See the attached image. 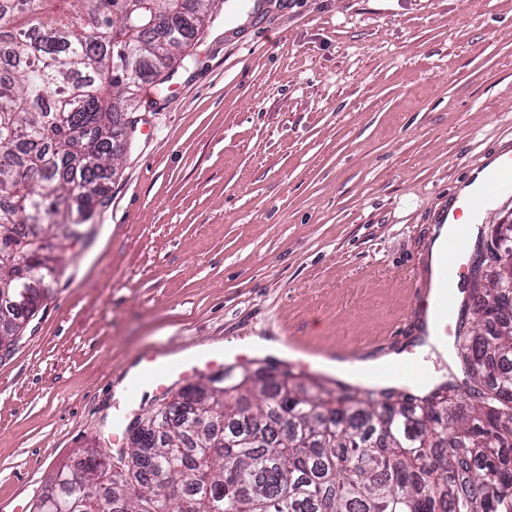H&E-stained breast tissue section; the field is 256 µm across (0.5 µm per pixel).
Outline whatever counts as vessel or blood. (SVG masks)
<instances>
[{
  "label": "vessel or blood",
  "mask_w": 512,
  "mask_h": 512,
  "mask_svg": "<svg viewBox=\"0 0 512 512\" xmlns=\"http://www.w3.org/2000/svg\"><path fill=\"white\" fill-rule=\"evenodd\" d=\"M512 189V154H500L497 163L487 169L481 191L463 199L456 208L453 218L459 223L458 232L444 253L437 259L436 281L447 285L462 273L461 252L465 245L467 227L461 222L463 213L482 206L484 200L497 193ZM424 318L430 321L437 333L442 336L452 335L453 330L448 320V307L433 290H425ZM211 358L190 352L180 361L170 359L168 352L157 351L145 357L139 373L130 379L127 388L128 403H135L140 390L150 386L157 389L175 385L189 377L204 378L212 366Z\"/></svg>",
  "instance_id": "vessel-or-blood-1"
}]
</instances>
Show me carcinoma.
<instances>
[{"label": "carcinoma", "instance_id": "cac0c4a2", "mask_svg": "<svg viewBox=\"0 0 512 512\" xmlns=\"http://www.w3.org/2000/svg\"><path fill=\"white\" fill-rule=\"evenodd\" d=\"M56 3L54 23L41 24ZM212 0L185 13L179 0H145L127 13L112 0H0V285L25 287L0 303V328L19 335L64 273L79 232L67 200L89 216L112 173L113 101L135 112L209 19ZM41 208L48 222L29 229ZM473 288L458 330V374L430 390L326 388L233 370L154 410V425L119 460L94 448L60 467L35 512H80L81 469L107 479L110 512H512V288ZM288 425V434L277 428ZM449 464L441 470L442 463ZM181 492L171 504L165 485Z\"/></svg>", "mask_w": 512, "mask_h": 512}]
</instances>
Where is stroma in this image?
<instances>
[{
    "instance_id": "obj_1",
    "label": "stroma",
    "mask_w": 512,
    "mask_h": 512,
    "mask_svg": "<svg viewBox=\"0 0 512 512\" xmlns=\"http://www.w3.org/2000/svg\"><path fill=\"white\" fill-rule=\"evenodd\" d=\"M146 105L106 200L0 357V512L125 446L141 356L231 358L351 384L334 355L424 344L414 293L463 185L512 150V0H216Z\"/></svg>"
}]
</instances>
